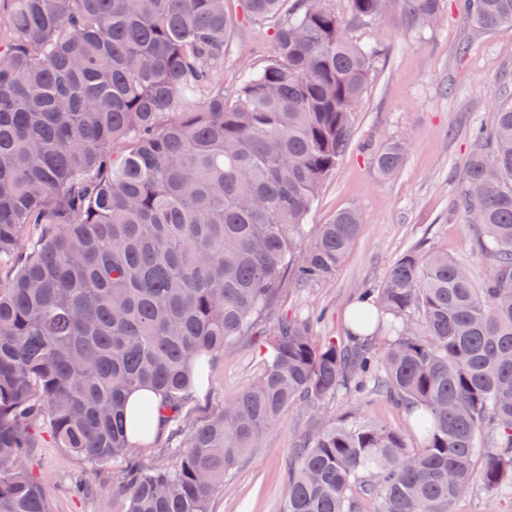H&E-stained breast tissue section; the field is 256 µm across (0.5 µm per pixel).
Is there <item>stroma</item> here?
<instances>
[{"instance_id": "1", "label": "stroma", "mask_w": 512, "mask_h": 512, "mask_svg": "<svg viewBox=\"0 0 512 512\" xmlns=\"http://www.w3.org/2000/svg\"><path fill=\"white\" fill-rule=\"evenodd\" d=\"M349 36L374 45L377 54L352 112V142L307 217L313 227L341 209L358 211L360 232L346 263L324 283L288 280L252 334L233 340L218 355L177 424H164L149 440L132 441L112 462L92 467L49 439L40 440L24 467L50 487V512H122L119 487L128 469L161 463L173 444V428L204 423L254 382L264 368L263 341L282 317L316 315L317 342L347 340L358 288L367 280L383 281L417 241L460 257L477 276L488 273V263L474 249L475 229L455 209L454 198L473 130L492 127L496 103L512 100V25L478 28L469 19L467 0H440L439 17L428 26L408 25L395 5L383 22L351 26ZM269 45L266 26L249 21L237 30L224 64L225 94H233L243 69L263 61ZM389 139L406 142L408 152L400 171L385 177L372 158ZM345 407L340 397L326 400L320 416L303 404L289 407L215 491L210 512H282L295 438ZM83 471L93 492L73 495L69 479Z\"/></svg>"}]
</instances>
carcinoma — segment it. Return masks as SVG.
<instances>
[{
    "label": "carcinoma",
    "instance_id": "carcinoma-1",
    "mask_svg": "<svg viewBox=\"0 0 512 512\" xmlns=\"http://www.w3.org/2000/svg\"><path fill=\"white\" fill-rule=\"evenodd\" d=\"M0 18V512H49L22 466L45 433L92 466L129 444L126 396L150 385L178 415L192 370L252 331L288 274L330 280L360 231L338 211L306 219L351 138L376 50L348 24L389 0H7ZM413 26L438 0H399ZM483 29L512 0H468ZM271 50L224 96L243 20ZM197 98L193 111L183 109ZM406 147L374 156L383 175ZM455 204L490 265L409 249L359 288L362 342H316L283 318L260 377L222 413L178 433L170 459L122 481L124 512H210L238 459L290 406L376 397L410 425L330 421L299 436L284 512H450L475 485L512 490V103L476 133ZM418 319H413V314ZM418 436L422 445L409 444Z\"/></svg>",
    "mask_w": 512,
    "mask_h": 512
}]
</instances>
